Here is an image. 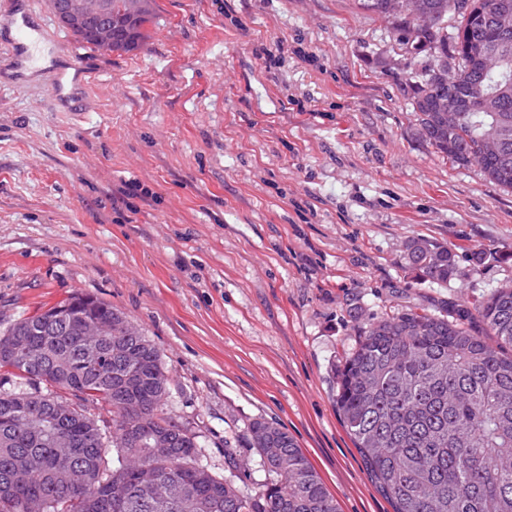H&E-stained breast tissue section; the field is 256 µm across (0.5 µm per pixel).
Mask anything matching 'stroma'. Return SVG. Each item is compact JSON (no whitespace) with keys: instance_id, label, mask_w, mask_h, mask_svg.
Masks as SVG:
<instances>
[{"instance_id":"obj_1","label":"stroma","mask_w":512,"mask_h":512,"mask_svg":"<svg viewBox=\"0 0 512 512\" xmlns=\"http://www.w3.org/2000/svg\"><path fill=\"white\" fill-rule=\"evenodd\" d=\"M154 12L145 49L88 50L68 106L52 70L0 72V333L93 295L160 350L166 410L216 476L262 492L247 427L264 418L340 512H393L336 410V370L368 321L512 281V190L418 137L422 58L355 0ZM413 238L452 247L456 276L407 272Z\"/></svg>"}]
</instances>
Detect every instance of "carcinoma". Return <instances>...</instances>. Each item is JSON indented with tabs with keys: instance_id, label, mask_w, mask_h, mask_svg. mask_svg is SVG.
I'll return each mask as SVG.
<instances>
[{
	"instance_id": "cac0c4a2",
	"label": "carcinoma",
	"mask_w": 512,
	"mask_h": 512,
	"mask_svg": "<svg viewBox=\"0 0 512 512\" xmlns=\"http://www.w3.org/2000/svg\"><path fill=\"white\" fill-rule=\"evenodd\" d=\"M440 18L428 27L410 11L412 0H357L389 23L396 41L421 31L427 61L415 73L413 109L418 132L435 152L458 166L477 163L484 175L512 189V139L500 155H481L480 143L512 119V30L497 33V6L512 0H470L471 10L448 33L455 0H421ZM154 14L146 3L122 52L144 47ZM449 68L442 90L467 102L488 94L499 111L475 106L458 113L456 131L437 121L433 68ZM414 277L443 284L456 274L448 246L415 238L404 255ZM110 316L114 334L98 346L96 363L81 337L55 317L72 311ZM111 304L83 295L5 332L25 336L44 351L28 360L0 338V368L21 380L54 372L50 385L74 400L48 394L35 410L25 391L0 390V512H340L337 500L284 428L264 419L248 427L269 482L260 496L219 478L200 460L199 444L164 412L169 376L160 350ZM149 361L151 389L137 393L140 413L121 403L130 396L101 368L124 373L137 355ZM112 407V430L84 410L86 402ZM336 407L371 482L393 512H512V284L491 289L454 313L407 309L367 324L341 370ZM170 430L176 445L150 447L151 435ZM25 456L42 466L25 490L6 491L11 469Z\"/></svg>"
}]
</instances>
